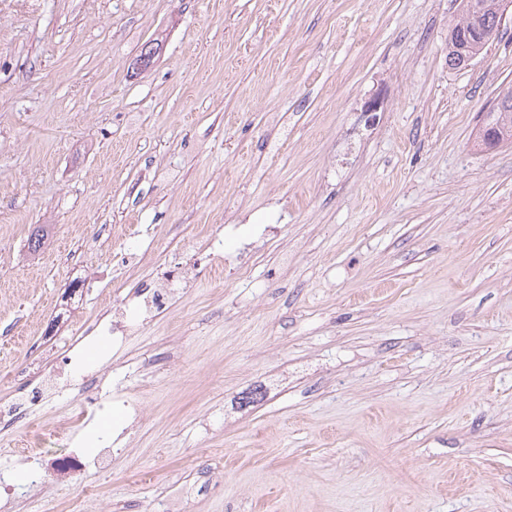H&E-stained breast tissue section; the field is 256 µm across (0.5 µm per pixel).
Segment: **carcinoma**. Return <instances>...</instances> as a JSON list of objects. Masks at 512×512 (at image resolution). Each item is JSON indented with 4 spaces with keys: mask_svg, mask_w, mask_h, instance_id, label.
<instances>
[{
    "mask_svg": "<svg viewBox=\"0 0 512 512\" xmlns=\"http://www.w3.org/2000/svg\"><path fill=\"white\" fill-rule=\"evenodd\" d=\"M504 0H461L462 18L448 30V66L452 69H465L485 46L475 37L478 30L496 28L498 16ZM161 46L157 39L147 42L137 55L141 68L146 70L154 62V49ZM494 129L499 139L512 143V87L499 92L495 104L486 113L483 128Z\"/></svg>",
    "mask_w": 512,
    "mask_h": 512,
    "instance_id": "cac0c4a2",
    "label": "carcinoma"
}]
</instances>
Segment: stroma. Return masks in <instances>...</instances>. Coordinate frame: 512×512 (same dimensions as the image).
<instances>
[{
  "label": "stroma",
  "mask_w": 512,
  "mask_h": 512,
  "mask_svg": "<svg viewBox=\"0 0 512 512\" xmlns=\"http://www.w3.org/2000/svg\"><path fill=\"white\" fill-rule=\"evenodd\" d=\"M459 15L0 0V512H149L196 476L194 512H512V147L477 139L512 20L453 70ZM210 233L216 272L191 251ZM177 263L125 349L74 347ZM183 275L184 271H182L180 267H174L167 271L165 281L160 287L149 285L148 288H142L141 292L134 296V298H143L146 323L168 308L172 291L171 288L175 280H179V278L182 279Z\"/></svg>",
  "instance_id": "1"
}]
</instances>
